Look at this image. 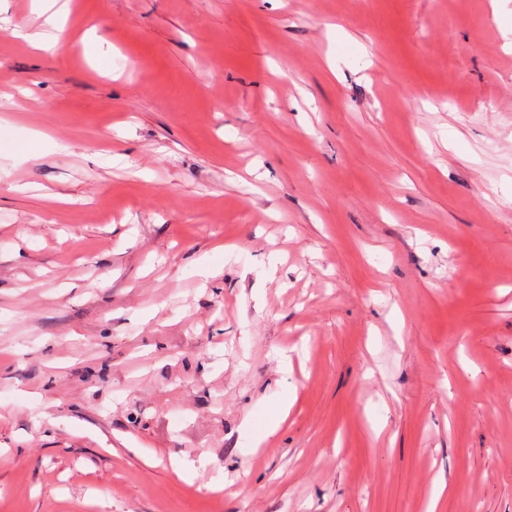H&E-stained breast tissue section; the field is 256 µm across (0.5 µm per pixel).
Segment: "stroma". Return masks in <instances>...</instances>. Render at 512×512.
<instances>
[{
	"label": "stroma",
	"instance_id": "obj_1",
	"mask_svg": "<svg viewBox=\"0 0 512 512\" xmlns=\"http://www.w3.org/2000/svg\"><path fill=\"white\" fill-rule=\"evenodd\" d=\"M57 2L0 37V512H512V0Z\"/></svg>",
	"mask_w": 512,
	"mask_h": 512
}]
</instances>
